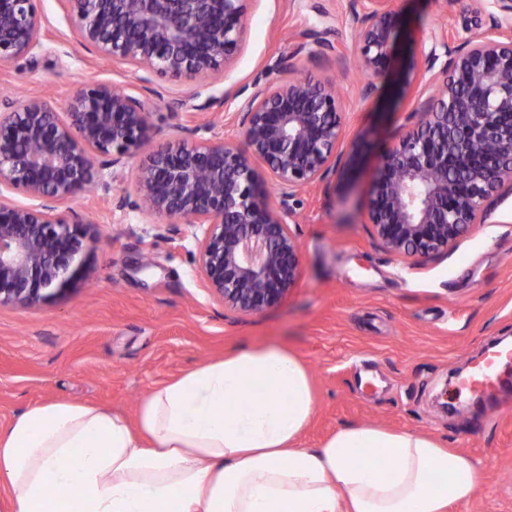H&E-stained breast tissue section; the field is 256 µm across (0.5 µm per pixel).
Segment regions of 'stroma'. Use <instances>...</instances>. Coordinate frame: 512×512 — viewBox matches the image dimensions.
Listing matches in <instances>:
<instances>
[{
	"label": "stroma",
	"instance_id": "obj_1",
	"mask_svg": "<svg viewBox=\"0 0 512 512\" xmlns=\"http://www.w3.org/2000/svg\"><path fill=\"white\" fill-rule=\"evenodd\" d=\"M395 7L397 45L365 99L350 0H249L239 50L205 86L101 59L77 41L61 0H38L45 35L32 53L0 67V113L5 101L42 94L62 108L78 86L101 80L134 89L154 112L146 153L191 140L206 121L237 141L227 96L263 70L281 79L278 63L293 62L312 78L335 79L345 132L361 133L368 150L345 180L301 192L294 226L301 276L278 306L255 316L225 309L205 288L195 264L202 227L177 232L166 219L113 207L138 159L103 169L99 183L67 203L94 219L87 277L38 306H0V431L51 399L132 419L143 396L182 372L244 345L281 344L312 375L315 409L301 447H319L356 424L422 431L480 469L474 498L448 512H512V387L456 391L472 361L512 334V194L422 266L376 249L360 214L378 156L408 128L400 88L410 55L443 22L459 41L484 31L494 0H396ZM312 31L334 46L316 60L300 50Z\"/></svg>",
	"mask_w": 512,
	"mask_h": 512
}]
</instances>
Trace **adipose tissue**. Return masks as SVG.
Returning a JSON list of instances; mask_svg holds the SVG:
<instances>
[{"label": "adipose tissue", "mask_w": 512, "mask_h": 512, "mask_svg": "<svg viewBox=\"0 0 512 512\" xmlns=\"http://www.w3.org/2000/svg\"><path fill=\"white\" fill-rule=\"evenodd\" d=\"M310 368L279 345L248 346L155 387L135 419L48 400L0 431L5 512H447L476 494L468 454L417 431L300 437Z\"/></svg>", "instance_id": "ef3b65f1"}]
</instances>
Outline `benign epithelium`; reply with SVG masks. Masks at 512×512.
Here are the masks:
<instances>
[{
	"label": "benign epithelium",
	"instance_id": "benign-epithelium-1",
	"mask_svg": "<svg viewBox=\"0 0 512 512\" xmlns=\"http://www.w3.org/2000/svg\"><path fill=\"white\" fill-rule=\"evenodd\" d=\"M85 47L114 64L205 83L240 46L248 0H64ZM499 18L458 43L440 27L412 57L403 93L408 130L378 160L362 211L374 247L414 265L448 253L512 192V0ZM359 65L372 77L390 58L398 30L393 0H351ZM36 0H0V65L41 44ZM308 55L333 49L309 34ZM244 85L235 120L246 147L203 123L194 138L150 154L120 210L204 227L195 257L212 296L244 316L277 306L301 274L290 229L306 187L352 169L363 139L346 137L335 83L294 76ZM152 116L139 96L109 83L81 85L65 110L28 97L0 114V306L35 307L81 275L92 219L58 211L100 177L135 157ZM276 187L271 195L267 184ZM21 190L34 205L9 202Z\"/></svg>",
	"mask_w": 512,
	"mask_h": 512
}]
</instances>
